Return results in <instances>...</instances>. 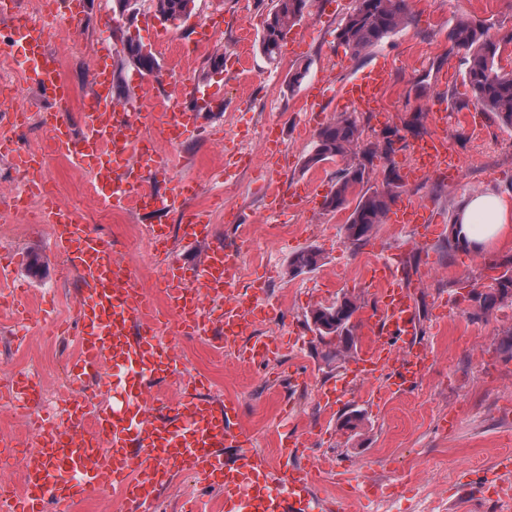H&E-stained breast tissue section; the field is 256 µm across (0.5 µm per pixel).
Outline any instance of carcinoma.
<instances>
[{"label": "carcinoma", "mask_w": 512, "mask_h": 512, "mask_svg": "<svg viewBox=\"0 0 512 512\" xmlns=\"http://www.w3.org/2000/svg\"><path fill=\"white\" fill-rule=\"evenodd\" d=\"M195 7V0H155V11L165 21L185 18L194 12ZM309 7L310 0H274L260 41L268 61H276L281 43ZM410 20L409 0H355V6L341 25L338 37L352 55L360 56L389 34L407 26ZM448 39L465 55L466 81L474 103L496 113L503 124L512 126V75L500 74L494 69L495 57L501 46L512 43V34L500 42L489 40L484 24L464 14L450 30ZM123 53L124 60L145 75L160 71L153 53L132 37L124 42ZM362 135L363 127L358 119L344 113L319 130L314 149L305 161L307 168L334 158L344 162L326 206L331 210L352 207L343 230L347 241L354 246L370 240L399 197L402 187L392 161L395 154L393 144L402 140L398 130L387 128L381 137L371 141L364 140ZM376 158L386 161L387 166L381 186L372 187L368 185V179ZM320 261L319 250H301L288 260V276L295 278L312 271L319 267ZM484 268L499 269L501 273L486 290L472 292L471 301L477 316L486 315L501 302L512 299V257L502 262L486 263ZM361 308L358 298L344 295L330 305H320L310 311V316L322 324L318 334L329 337L326 342L328 350L324 354L327 363L344 361L356 352L359 323L352 317ZM362 422L361 412L352 411L343 415L339 429L356 435Z\"/></svg>", "instance_id": "obj_1"}]
</instances>
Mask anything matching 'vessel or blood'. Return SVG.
<instances>
[{
    "label": "vessel or blood",
    "mask_w": 512,
    "mask_h": 512,
    "mask_svg": "<svg viewBox=\"0 0 512 512\" xmlns=\"http://www.w3.org/2000/svg\"><path fill=\"white\" fill-rule=\"evenodd\" d=\"M0 17L11 19L13 43L21 47L41 96L69 105L72 88L50 51L45 24L19 17L16 0H0ZM391 82V67L380 64L344 82L339 96L346 106L377 112ZM223 99L222 87L205 84L190 104L171 95L148 111L139 102L131 107L117 103L112 64L105 56L96 60L82 95L79 131L51 114L45 122L56 152L78 159L100 184L111 188L114 209L132 206L154 212L184 202L196 187L175 177L168 159L148 147L149 132L180 140L197 128L200 110ZM19 123V113H0V154L29 172L26 187L32 190L42 184L43 173L34 154L19 148L11 133ZM153 181L166 184L165 195L150 189ZM424 214L422 203L405 199L393 221L421 224ZM47 218L53 246L77 274L81 288L71 332L79 355L66 368L76 394L61 420H40L35 428L38 449L24 456L25 488L0 507L6 512H73L89 495L112 489L127 512H153L171 478L188 473L222 492L224 512H350L348 499L320 493L319 473L271 464L255 435L241 426L237 397L209 399L202 393L205 378L196 377L184 382L170 413L154 390L158 379L184 366L169 340L170 328L206 340L222 330L225 345L236 347L238 359L246 364H269L288 344L287 337L268 336L238 346L249 326L269 318V303L261 287L239 289L240 252L214 242L206 215L189 214L181 226V242L203 249L191 267L172 258L165 226H153L152 246L163 262L158 303L136 287L134 269L111 243L80 224L73 211L54 203ZM370 282L376 294L364 321L367 340L346 372L321 390L324 411H333L355 385L373 401L405 396L428 372L430 354L420 338L411 287L388 261L372 267ZM116 367L133 372L123 395L109 402L88 395L89 384L110 377ZM42 390L36 377L20 373L11 378L7 399L19 408L37 409Z\"/></svg>",
    "instance_id": "1"
}]
</instances>
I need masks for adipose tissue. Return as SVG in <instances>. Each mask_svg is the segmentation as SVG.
Instances as JSON below:
<instances>
[{"label":"adipose tissue","instance_id":"obj_1","mask_svg":"<svg viewBox=\"0 0 512 512\" xmlns=\"http://www.w3.org/2000/svg\"><path fill=\"white\" fill-rule=\"evenodd\" d=\"M455 221L465 246L487 248L512 236V204L494 191L475 193L465 198Z\"/></svg>","mask_w":512,"mask_h":512}]
</instances>
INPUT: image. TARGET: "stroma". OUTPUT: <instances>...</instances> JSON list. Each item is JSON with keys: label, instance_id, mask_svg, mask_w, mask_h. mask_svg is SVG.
I'll use <instances>...</instances> for the list:
<instances>
[{"label": "stroma", "instance_id": "obj_1", "mask_svg": "<svg viewBox=\"0 0 512 512\" xmlns=\"http://www.w3.org/2000/svg\"><path fill=\"white\" fill-rule=\"evenodd\" d=\"M81 20L51 30L50 46L60 53L64 72L75 96L59 109L60 121L77 126L78 96L90 77V66L101 53L112 62L122 57V41L138 39L157 58L160 84L178 88L181 81L205 78L224 89V104L201 113L200 127L175 146H163L175 161L176 176L198 182L197 195L181 205L155 213L134 209L105 210L92 191L91 176L75 161L51 156L46 182L58 202L73 209L88 229L114 242L137 270L136 284L156 293L161 269L149 242L139 229L168 225L179 236L188 212L206 211L217 239L234 243L236 223L252 227V243L244 255L248 273L239 285H262L277 311L271 320L248 330L246 340L292 334L291 346L280 351L266 369L256 370L234 354H218L212 346L191 338L174 344L189 372L206 377L210 395L238 397L242 425L258 438L273 464H282L278 440L288 431L307 433L308 448L296 464L320 471L321 490L339 492L336 460L356 466L376 493L357 498V512H449L456 490L500 484V458L512 455V359L498 352L502 331L512 328V302L504 301L488 316L475 317L466 286L480 273L485 260L512 257V241L474 252L449 249L447 228L469 194L492 189L512 202V128L492 113L472 104L465 83L466 64L453 49L448 33L458 16L482 21L492 40L512 31V0H410L414 22L384 38L364 55L355 57L342 46L338 33L354 0H314L282 44L276 62L260 47L272 0H196L194 13L169 23L154 18L141 25L138 18L119 16L112 0H87ZM214 31V42H196L197 25ZM223 53L221 71L209 60ZM388 63L392 85L383 104L389 114L379 124L360 113L366 139L383 127L401 126L415 110H422L424 135L445 136L460 160L459 174L447 180L432 174L423 182L407 181L402 194L425 203L442 233L420 241L412 224H380L361 246L349 244L342 226L348 210L326 207L343 163L329 160L313 168L304 163L318 131L344 111L340 86L368 68ZM307 68L302 84L289 87L288 76ZM20 104L30 119L19 131L28 148L45 151L50 133L40 113L50 111L29 73H15ZM238 152L236 164L225 165V150ZM277 173L284 195L295 196L293 206L268 212L264 183ZM23 185L10 161L0 159V251L16 259L14 278L32 300L26 339L16 344L14 327L0 319V380L20 372L36 374L49 398L61 403L73 397L64 380L66 363L77 350L71 340L51 335L50 323L71 322L81 300L76 275L61 280L56 270L62 259L53 250L48 225L34 224L15 214L5 198ZM20 224L21 235L8 233ZM318 249L319 267L297 277L286 273L297 251ZM38 253L40 275L28 270V256ZM417 258L416 268L404 272L417 286L416 300L423 324L422 339L433 355L429 374L410 395L375 404L361 393L347 396L336 411L324 414L320 390L343 374L344 364H327L309 312L345 295L369 304L373 290L366 282L373 262L405 264ZM310 380L299 387L292 380L299 368ZM364 415L362 433L352 437L339 428L341 414ZM200 512H218L223 495L190 475H178L161 491L156 512H182L185 504Z\"/></svg>", "mask_w": 512, "mask_h": 512}]
</instances>
